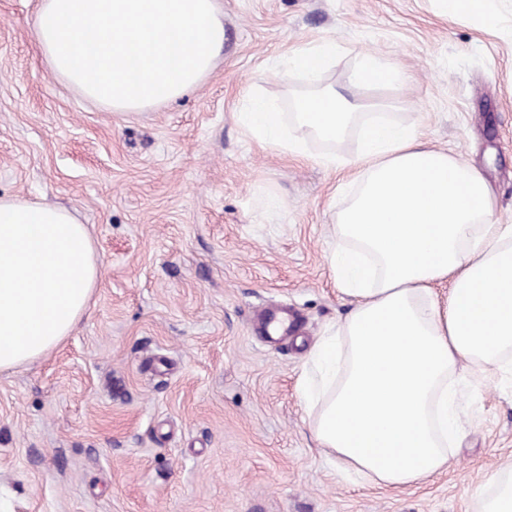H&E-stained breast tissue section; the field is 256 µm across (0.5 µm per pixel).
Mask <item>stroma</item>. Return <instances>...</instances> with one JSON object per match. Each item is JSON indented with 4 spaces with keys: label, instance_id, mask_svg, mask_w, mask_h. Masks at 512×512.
<instances>
[{
    "label": "stroma",
    "instance_id": "stroma-1",
    "mask_svg": "<svg viewBox=\"0 0 512 512\" xmlns=\"http://www.w3.org/2000/svg\"><path fill=\"white\" fill-rule=\"evenodd\" d=\"M41 0H0V196L60 205L87 225L93 306L34 362L0 372V512H478L512 466V367L455 380L463 437L448 467L408 488L343 471L315 441L301 384L351 302L333 226L352 189L356 131L303 134L294 99L333 88L417 129L483 175L512 225V0L495 27L433 0H216L224 47L184 96L119 113L48 66ZM338 51L314 79L290 55ZM404 83L357 87L363 55ZM275 101L295 155L239 119ZM293 308L299 335L265 342L256 310Z\"/></svg>",
    "mask_w": 512,
    "mask_h": 512
}]
</instances>
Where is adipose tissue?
<instances>
[{
  "label": "adipose tissue",
  "mask_w": 512,
  "mask_h": 512,
  "mask_svg": "<svg viewBox=\"0 0 512 512\" xmlns=\"http://www.w3.org/2000/svg\"><path fill=\"white\" fill-rule=\"evenodd\" d=\"M241 121L291 152L273 103ZM301 126L326 139L356 129V192L336 226L332 257L352 307L312 359L311 428L341 468L387 487L412 486L447 466L458 432L450 379L461 361L479 371L512 362V226L492 223L479 170L425 146L416 130L367 114L327 90L301 98ZM99 278L85 225L65 208L0 199V371L61 343L88 312ZM451 281L446 300L435 283Z\"/></svg>",
  "instance_id": "adipose-tissue-1"
}]
</instances>
